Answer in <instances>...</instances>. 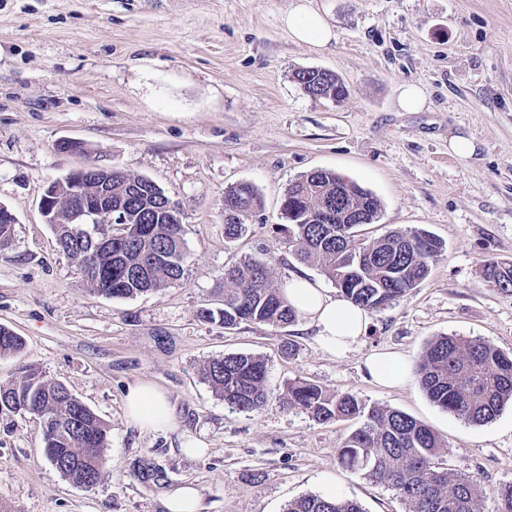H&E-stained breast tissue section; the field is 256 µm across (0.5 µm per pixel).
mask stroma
<instances>
[{
	"instance_id": "1",
	"label": "stroma",
	"mask_w": 512,
	"mask_h": 512,
	"mask_svg": "<svg viewBox=\"0 0 512 512\" xmlns=\"http://www.w3.org/2000/svg\"><path fill=\"white\" fill-rule=\"evenodd\" d=\"M305 2L336 33L325 47L290 37L281 19L293 0H0V206L16 218L0 252V325L26 342L0 357V383L37 365L110 426L103 476L85 488L46 459L35 416L0 410V512H165L164 495L182 485L199 490L202 512H284L294 498L330 493L364 512H405L394 490L340 465L358 421L282 405L295 376L429 426L449 472L480 479L479 512H496L512 485V404L475 425L432 403L416 378L376 385L364 360L392 350L413 364L444 335L512 353V296L482 275L487 261H512V0ZM310 67L339 75L348 96L307 95L295 74ZM408 82L423 89L421 111L395 107ZM458 136L474 143L471 157L449 153ZM65 140L83 154L59 150ZM89 158L179 202L181 282L105 298L59 251L40 200ZM318 169L379 200L361 239L422 229L441 240L428 276L374 312L342 355L299 321L227 329L200 318L220 298L225 265L244 257L268 261L279 286L293 274L325 282L274 230L289 185ZM242 182L262 207L231 242L224 193ZM240 352L266 362L269 401L258 412L230 410L198 376L203 362ZM136 382L170 398L177 429L128 424ZM193 437L205 455L185 452Z\"/></svg>"
}]
</instances>
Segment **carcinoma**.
<instances>
[{"label":"carcinoma","mask_w":512,"mask_h":512,"mask_svg":"<svg viewBox=\"0 0 512 512\" xmlns=\"http://www.w3.org/2000/svg\"><path fill=\"white\" fill-rule=\"evenodd\" d=\"M295 79L308 95L340 101L348 89L334 73L302 69ZM237 208L236 218L224 220V236L238 239L248 231L246 218L261 206L249 183L224 193ZM165 191L151 179L118 169L112 175V211L124 217L114 232L109 224H72L67 209L51 213L60 250L74 260L77 274L90 290L107 298H133L181 281L188 250L180 210L165 207ZM339 200V212L356 211L373 224L380 203L370 192L332 170H317L299 178L282 204L285 223L276 225L296 257L318 265L341 293L372 314L388 307L427 276L442 250L440 241L424 230L395 231L374 241L357 237L353 225L326 215L329 200ZM112 237V249L98 246ZM13 225L0 214V252L12 245ZM484 276L489 287L512 294V262L490 261ZM200 316L230 328L242 321L280 327L294 322L288 303L265 260L245 257L224 269L223 307L204 309ZM25 340L0 325V357L22 352ZM429 399L473 424L493 420L512 402V356L481 338L439 336L430 341L413 367ZM199 374L224 404L233 410L256 412L268 401L266 363L258 355L230 353L206 361ZM283 403L321 422L363 416V424L345 439L340 461L376 486L396 492L406 512H477L482 496L475 476L454 475L437 459L443 441L428 426L406 413L378 406L365 407L350 394L331 393L296 377L288 381ZM31 413L42 421L47 459L73 483L95 486L104 469L109 426L67 388L34 364L0 385V410ZM285 512H362L358 502L338 496L307 494L290 501Z\"/></svg>","instance_id":"cac0c4a2"}]
</instances>
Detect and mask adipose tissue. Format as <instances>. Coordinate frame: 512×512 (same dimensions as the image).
<instances>
[{
  "label": "adipose tissue",
  "instance_id": "1",
  "mask_svg": "<svg viewBox=\"0 0 512 512\" xmlns=\"http://www.w3.org/2000/svg\"><path fill=\"white\" fill-rule=\"evenodd\" d=\"M283 23L299 43L321 48L336 38L333 28L302 0H296L284 15ZM284 293L307 327L314 329L317 343L334 355L349 350L370 321L367 311L301 275L288 280ZM364 365L372 379L386 388L402 387L409 376L408 361L398 353L371 352ZM125 403L128 423L140 430L174 429L179 425L174 405L153 385L142 382L129 385Z\"/></svg>",
  "mask_w": 512,
  "mask_h": 512
}]
</instances>
